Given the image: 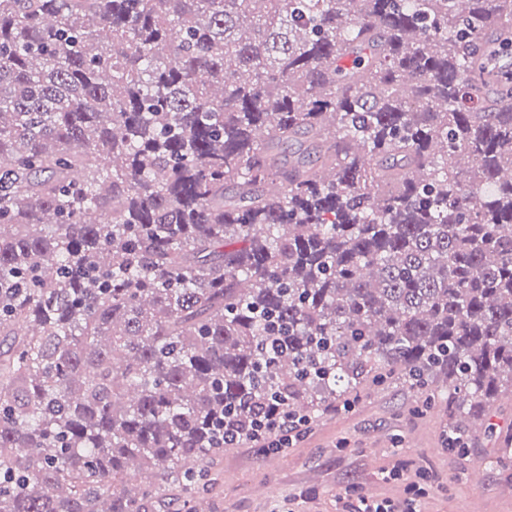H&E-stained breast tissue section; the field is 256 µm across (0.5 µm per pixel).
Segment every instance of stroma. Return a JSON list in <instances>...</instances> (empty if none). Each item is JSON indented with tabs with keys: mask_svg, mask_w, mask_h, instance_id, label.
<instances>
[{
	"mask_svg": "<svg viewBox=\"0 0 512 512\" xmlns=\"http://www.w3.org/2000/svg\"><path fill=\"white\" fill-rule=\"evenodd\" d=\"M487 429L467 451L447 448L450 430L443 405L422 408L415 390L372 387L354 408L332 405L312 419L303 437L283 452L264 455L244 442L204 463L213 489L208 512H336V496L350 486L377 487L382 498H399L404 483L426 477L429 495L419 512H512V466L496 463L497 434L512 433V405H496L485 417ZM402 467L404 478L384 481L382 473ZM484 474L472 485V470Z\"/></svg>",
	"mask_w": 512,
	"mask_h": 512,
	"instance_id": "obj_1",
	"label": "stroma"
}]
</instances>
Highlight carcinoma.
I'll use <instances>...</instances> for the list:
<instances>
[{
	"label": "carcinoma",
	"instance_id": "cac0c4a2",
	"mask_svg": "<svg viewBox=\"0 0 512 512\" xmlns=\"http://www.w3.org/2000/svg\"><path fill=\"white\" fill-rule=\"evenodd\" d=\"M512 0H0V512L195 497L224 417L512 389Z\"/></svg>",
	"mask_w": 512,
	"mask_h": 512
}]
</instances>
